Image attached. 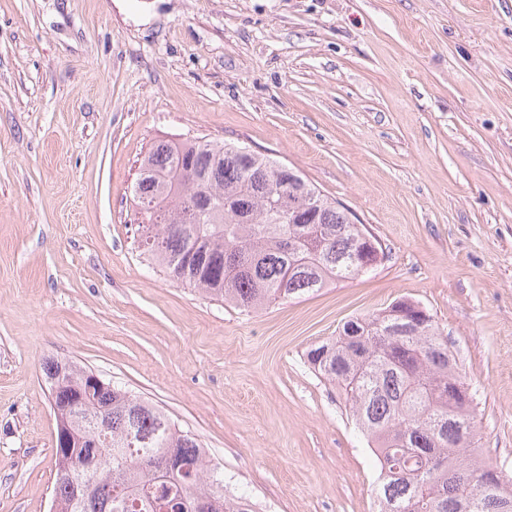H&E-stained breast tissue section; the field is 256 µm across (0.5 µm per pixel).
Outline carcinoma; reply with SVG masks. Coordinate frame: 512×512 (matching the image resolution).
Instances as JSON below:
<instances>
[{
  "label": "carcinoma",
  "instance_id": "cac0c4a2",
  "mask_svg": "<svg viewBox=\"0 0 512 512\" xmlns=\"http://www.w3.org/2000/svg\"><path fill=\"white\" fill-rule=\"evenodd\" d=\"M191 165L198 177L186 180ZM148 199L162 223L138 224L140 245L178 283L247 311L317 292L375 262L369 230L355 224L302 174L233 143L185 140L154 145L140 166L134 201ZM384 312L342 328L308 351V363L336 385L356 424L377 445L379 512H512V480L474 479L487 468L475 456L473 398L431 315L416 327ZM67 364L49 358L47 380ZM53 397L57 419L77 436L55 448V512H254L224 496V477L205 460L198 439L159 408L74 363ZM465 398L448 412V388ZM174 453L172 473L161 470Z\"/></svg>",
  "mask_w": 512,
  "mask_h": 512
}]
</instances>
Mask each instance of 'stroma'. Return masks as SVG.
Instances as JSON below:
<instances>
[{
    "label": "stroma",
    "instance_id": "stroma-1",
    "mask_svg": "<svg viewBox=\"0 0 512 512\" xmlns=\"http://www.w3.org/2000/svg\"><path fill=\"white\" fill-rule=\"evenodd\" d=\"M196 138L298 169L384 259L252 313L172 282L134 186ZM401 299L512 478V0H0V512L52 509L49 357L163 409L256 512H377L306 352Z\"/></svg>",
    "mask_w": 512,
    "mask_h": 512
}]
</instances>
